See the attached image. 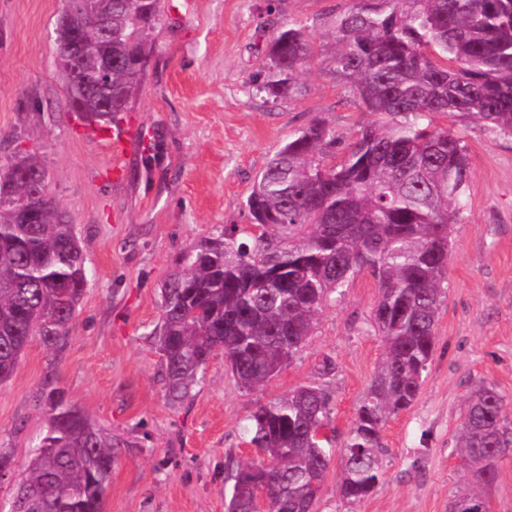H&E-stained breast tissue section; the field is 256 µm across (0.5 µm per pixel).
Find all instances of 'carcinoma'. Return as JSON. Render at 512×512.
Here are the masks:
<instances>
[{
  "label": "carcinoma",
  "instance_id": "cac0c4a2",
  "mask_svg": "<svg viewBox=\"0 0 512 512\" xmlns=\"http://www.w3.org/2000/svg\"><path fill=\"white\" fill-rule=\"evenodd\" d=\"M112 39L83 37L80 63L61 69L73 96L98 86L111 107L89 116L109 125L128 110L142 81L159 0H90ZM331 73L366 109L387 121L359 130L339 163L322 119L298 129L268 161L244 202L246 231L226 224L183 252L161 288L153 330L166 395L177 405L217 350L238 384L266 385L310 336L316 316L350 278L368 271L378 287L372 323L384 357L346 439L343 497L370 494L383 477L381 432L412 406L434 353L448 287L449 229L461 209L468 160L437 115L512 133V0H352L336 16ZM313 48L301 28L272 40L257 92L297 95ZM112 59L108 83L99 77ZM34 153L0 169V383L29 343L46 350L69 335L86 287L85 255L74 226L45 191ZM47 428L14 490L11 512H102L121 441L93 423L49 378L37 396ZM248 444L267 461L238 466L227 512H314L330 462L317 430L328 425L326 394L299 386L250 416ZM473 487L449 512H481V487L512 453L507 402L478 383L459 430Z\"/></svg>",
  "mask_w": 512,
  "mask_h": 512
}]
</instances>
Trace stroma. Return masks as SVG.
Masks as SVG:
<instances>
[{
  "label": "stroma",
  "instance_id": "35a3bbf8",
  "mask_svg": "<svg viewBox=\"0 0 512 512\" xmlns=\"http://www.w3.org/2000/svg\"><path fill=\"white\" fill-rule=\"evenodd\" d=\"M351 0H161L142 84L125 114L136 139L111 156L74 112L57 67L63 0H0V164L23 150L47 173L46 193L75 227L88 285L57 352L40 340L0 384V444L21 478L46 430L36 404L46 377L97 426L120 439L103 512H226L237 464L259 461L245 441L257 406L313 383L326 394L334 454L317 512H448L468 485L456 454L467 397L481 381L512 404V135L451 123L469 182L451 227L448 288L436 345L413 405L382 432L383 478L364 499L341 495L344 441L383 356L368 272L319 313L314 332L266 386L237 384L215 352L190 399H167L152 336L160 288L178 255L227 224L248 221L244 201L289 136L327 122L337 156L375 116L329 72L324 55ZM303 28L320 53L301 90L273 101L254 90L273 37ZM123 168L113 179L112 164Z\"/></svg>",
  "mask_w": 512,
  "mask_h": 512
}]
</instances>
